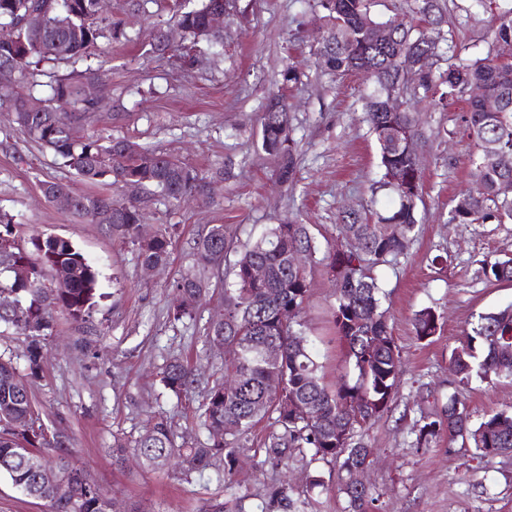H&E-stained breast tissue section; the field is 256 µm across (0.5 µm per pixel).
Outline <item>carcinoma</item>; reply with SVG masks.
Instances as JSON below:
<instances>
[{
	"instance_id": "obj_1",
	"label": "carcinoma",
	"mask_w": 512,
	"mask_h": 512,
	"mask_svg": "<svg viewBox=\"0 0 512 512\" xmlns=\"http://www.w3.org/2000/svg\"><path fill=\"white\" fill-rule=\"evenodd\" d=\"M226 0H199L183 11L178 25L193 37L222 53V31H206L211 12ZM321 29L318 64L329 74L350 72L369 75V88L361 100L377 149L381 179L372 195L381 190L396 194L399 204L382 214L369 205L345 212L336 225V245L323 251L308 224H274L254 241L233 238L222 224H213L195 247L197 263L220 269L227 255L236 260L232 281L224 289V322H209L206 339H224V363L220 377L199 387L191 367L177 358L160 373V383L175 394L200 390L202 426L209 442L177 448L167 420H156L136 441V460L146 472H161L172 466L186 471L203 470L217 456L224 469L232 471L252 430L263 421L272 427L267 447L311 448L321 459L340 462V492L349 512H377L380 494L360 486L352 468L364 464L373 449L361 432L391 410L398 394L401 352L391 335L386 311L381 309L382 286L373 275L380 265H393L404 254L417 226L416 200L422 189L417 155L399 143L401 133L416 136V120L404 107L405 98L391 92L411 88L440 89L439 103L446 107L463 97L474 85L501 103L500 111H485L481 100L468 98L465 118L475 141L471 169L478 172L474 190L460 197L450 221L458 224L498 222L512 219V199L500 197L499 187L512 180V60L489 54L466 64L448 67L436 76L430 60L437 46L421 25H438L443 14L438 0H415L413 16L395 29L383 45L369 41V26L381 21L371 15L368 0H319ZM125 22L100 14L97 0H0V65L9 64L17 74L15 87L0 94V106L13 115L14 123L32 141L53 151L82 181L107 183L117 190L148 191L178 204L205 195L207 183L178 157L126 139L105 137L94 130V90L104 71L92 67L58 77L50 84L51 97L42 112L26 109L27 81L39 62H77L105 52L99 45L125 37ZM496 43L512 41V9L498 18L493 29ZM157 57L189 58L187 46L173 45L161 34L151 47ZM261 151L276 164L280 183L293 180L297 142L293 138L284 94L271 98L262 112ZM400 181L394 183L390 175ZM66 191L73 197L71 212L97 224L112 212V234L131 243L141 263L164 265L170 255L172 232L159 228L149 238L141 237L136 201L112 193L78 192L63 182L44 184L43 194L53 203ZM120 208L115 209L113 205ZM402 232L396 233L395 228ZM17 224L0 213V285L14 306L0 311V323L31 337L28 373L22 375L10 361L0 359V478L24 495L44 500L52 493L37 485L28 461L41 458L60 469L72 471L69 496L53 503L54 512H106V496L85 471L73 465L61 439L48 442L42 435V412L31 396L28 380L38 376L42 352L38 337L53 325V313L84 321L96 303L98 272L91 262L65 238H29L30 247L19 243ZM305 251L309 266L294 269L293 254ZM70 269L63 288L46 283L45 271L57 264ZM266 267L268 275L254 280L250 269ZM323 267L337 284L332 318L336 336L352 366L353 377L343 375L335 390L321 382L320 365L300 321L311 279ZM489 280L512 282V258L482 263ZM172 316H192L203 292L190 274L176 279ZM292 322L283 328L282 310ZM415 338L427 341L437 333L439 316L430 308L413 320ZM449 369L467 385L473 378L512 379V307L479 316L464 340L452 348ZM284 383L282 394L270 382ZM308 405V415L296 413L290 400ZM448 437V447L457 442L474 449L475 457L492 459L512 453V412L502 411L473 423L466 403L453 394L441 415L421 417L415 430L416 446L427 448L436 439Z\"/></svg>"
}]
</instances>
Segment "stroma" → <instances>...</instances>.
<instances>
[{
    "label": "stroma",
    "mask_w": 512,
    "mask_h": 512,
    "mask_svg": "<svg viewBox=\"0 0 512 512\" xmlns=\"http://www.w3.org/2000/svg\"><path fill=\"white\" fill-rule=\"evenodd\" d=\"M445 22L431 36L451 48L455 60L486 56L490 33L512 0L490 9L473 0H440ZM184 0H142L140 16L113 43L106 66L105 106L96 114L101 134L126 138L171 153L207 177L212 196L204 204L174 205L141 200L147 229L176 225L167 265L149 272L135 247L112 236L106 225L75 216L43 194L47 182L72 184L80 192H106V185L77 181L53 152L28 140L0 112V212L13 216L23 236L53 235L72 241L99 272L102 293L90 318L75 322L56 316L40 344L45 354L34 400L50 430L63 434L73 462L115 502L120 512H206L213 501L229 512H345L338 487V463L313 458L311 449L273 453L270 431L260 423L225 473L223 461L203 471L171 475L116 469L112 444L127 446L154 416L167 417L175 446L206 442L199 399L164 390L158 372L166 359L188 363L201 381L215 379L222 351L205 339L214 314L224 306V274L196 264L194 243L209 225L226 226L239 240L255 239L268 226L295 220L312 225L321 248L336 243V216L391 195L372 196L379 180L375 141L364 120L359 75L335 78L321 71L317 50L321 29L313 20L315 0H238L241 18L224 28V53L213 56L206 43L193 49L194 64L148 53L158 31L181 39L178 18ZM293 67L296 83L281 90L279 73ZM287 95L298 168L293 185L277 183L275 165L257 148L266 100ZM418 120L422 193L416 202L418 227L397 264L381 267L392 336L402 356L399 398L392 411L368 431L379 461L366 474L381 498V512H512V454L478 460L471 448L440 438L415 445L421 416L440 410L453 393L462 394L473 420L512 409V381L458 384L448 355L478 316L512 306V283L486 279L484 259L512 253V221L453 224L458 198L474 185L468 158L465 100L448 108L420 96L409 103ZM444 264H434L435 256ZM190 273L206 295L193 317L173 320L172 283ZM336 285L315 271L303 315L304 330L328 387L350 367L336 339L332 308ZM432 308L441 316L431 341L413 335L416 312ZM319 487H310L311 479ZM288 483V500L274 491Z\"/></svg>",
    "instance_id": "obj_1"
}]
</instances>
